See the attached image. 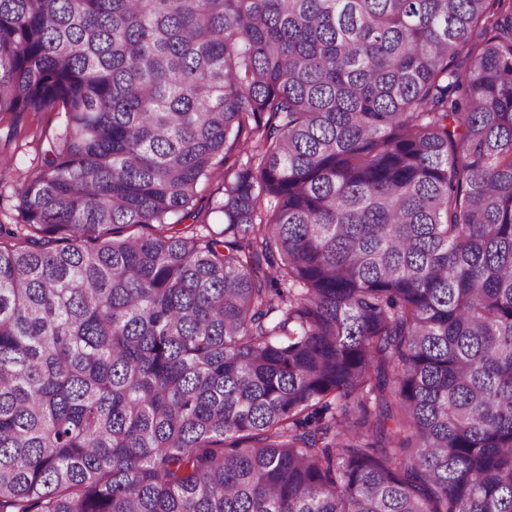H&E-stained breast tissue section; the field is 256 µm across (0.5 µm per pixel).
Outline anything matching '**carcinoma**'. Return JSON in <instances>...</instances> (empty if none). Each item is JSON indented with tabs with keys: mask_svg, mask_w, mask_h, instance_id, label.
<instances>
[{
	"mask_svg": "<svg viewBox=\"0 0 512 512\" xmlns=\"http://www.w3.org/2000/svg\"><path fill=\"white\" fill-rule=\"evenodd\" d=\"M57 106L0 512H512V0H0ZM224 190V167H219L211 178L200 187L198 196L199 205H202L204 212L210 209L213 204L223 196Z\"/></svg>",
	"mask_w": 512,
	"mask_h": 512,
	"instance_id": "obj_1",
	"label": "carcinoma"
}]
</instances>
